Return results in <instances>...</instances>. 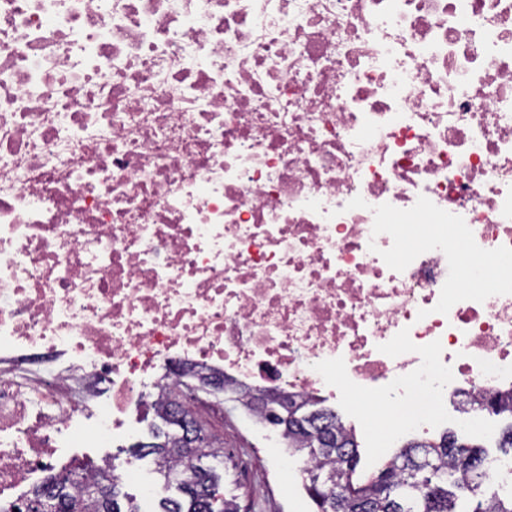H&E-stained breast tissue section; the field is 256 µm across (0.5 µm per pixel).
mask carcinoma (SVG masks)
<instances>
[{
	"label": "carcinoma",
	"instance_id": "obj_1",
	"mask_svg": "<svg viewBox=\"0 0 512 512\" xmlns=\"http://www.w3.org/2000/svg\"><path fill=\"white\" fill-rule=\"evenodd\" d=\"M155 415L161 424L152 427L154 442L135 444L134 453L154 457L158 512H234L232 503L218 498L224 475L214 467L198 465L219 452L208 435L197 432L195 459H188L182 453V428L171 420V397H163ZM331 417L328 429L311 433L290 428L285 433L288 447L308 457L306 490L321 476L331 473L336 477L333 487L322 491V500L315 501L318 512H512V491L483 492L489 474L479 468L486 458L482 447L446 432L437 441L408 443L384 468L357 478L356 439L336 414ZM329 434L350 448V469L336 461V452L319 447L322 437ZM106 481L112 483V495L117 497V512H139L133 499L121 495L115 476L100 473L94 478L96 483ZM34 496L41 499L43 512H103L100 502L86 495L81 482L62 483L57 474L35 489Z\"/></svg>",
	"mask_w": 512,
	"mask_h": 512
}]
</instances>
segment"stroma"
I'll return each mask as SVG.
<instances>
[{"label": "stroma", "instance_id": "1", "mask_svg": "<svg viewBox=\"0 0 512 512\" xmlns=\"http://www.w3.org/2000/svg\"><path fill=\"white\" fill-rule=\"evenodd\" d=\"M202 420L224 449L220 493L235 501L238 512H317L304 490L307 457L284 446L271 448L274 426L249 421L220 397ZM508 423L503 416L482 413L473 421L463 414L453 430L459 438L483 446L495 457L501 453L499 441Z\"/></svg>", "mask_w": 512, "mask_h": 512}]
</instances>
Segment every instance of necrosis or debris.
I'll return each instance as SVG.
<instances>
[{
    "label": "necrosis or debris",
    "instance_id": "1",
    "mask_svg": "<svg viewBox=\"0 0 512 512\" xmlns=\"http://www.w3.org/2000/svg\"><path fill=\"white\" fill-rule=\"evenodd\" d=\"M200 371L512 390V0H0V502Z\"/></svg>",
    "mask_w": 512,
    "mask_h": 512
}]
</instances>
